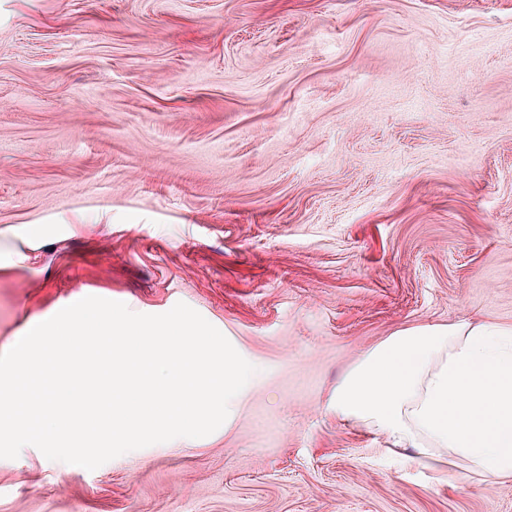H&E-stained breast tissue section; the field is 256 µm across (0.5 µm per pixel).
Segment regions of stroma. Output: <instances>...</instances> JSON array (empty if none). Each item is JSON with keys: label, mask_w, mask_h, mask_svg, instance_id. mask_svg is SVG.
I'll return each mask as SVG.
<instances>
[{"label": "stroma", "mask_w": 512, "mask_h": 512, "mask_svg": "<svg viewBox=\"0 0 512 512\" xmlns=\"http://www.w3.org/2000/svg\"><path fill=\"white\" fill-rule=\"evenodd\" d=\"M87 296L255 368L215 432L0 459V512H512L329 409L417 326H512V0H0V353Z\"/></svg>", "instance_id": "35a3bbf8"}]
</instances>
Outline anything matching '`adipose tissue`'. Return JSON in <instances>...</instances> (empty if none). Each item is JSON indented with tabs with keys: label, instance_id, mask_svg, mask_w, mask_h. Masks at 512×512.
Listing matches in <instances>:
<instances>
[{
	"label": "adipose tissue",
	"instance_id": "ef3b65f1",
	"mask_svg": "<svg viewBox=\"0 0 512 512\" xmlns=\"http://www.w3.org/2000/svg\"><path fill=\"white\" fill-rule=\"evenodd\" d=\"M329 408L390 449L448 457L490 479L512 477V326L401 332L362 359Z\"/></svg>",
	"mask_w": 512,
	"mask_h": 512
}]
</instances>
